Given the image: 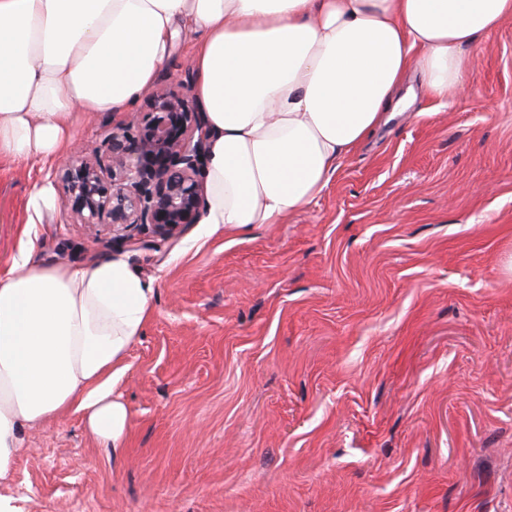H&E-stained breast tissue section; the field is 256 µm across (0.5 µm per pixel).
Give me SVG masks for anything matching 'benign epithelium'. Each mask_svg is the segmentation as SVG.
<instances>
[{
    "label": "benign epithelium",
    "instance_id": "obj_1",
    "mask_svg": "<svg viewBox=\"0 0 512 512\" xmlns=\"http://www.w3.org/2000/svg\"><path fill=\"white\" fill-rule=\"evenodd\" d=\"M208 140L189 79L173 78L150 99L147 120L132 117L105 137L101 154L78 156L55 173L63 209L76 224H108L129 241L125 230L134 225L177 237L204 208L199 170Z\"/></svg>",
    "mask_w": 512,
    "mask_h": 512
}]
</instances>
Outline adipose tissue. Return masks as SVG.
Returning a JSON list of instances; mask_svg holds the SVG:
<instances>
[{
    "mask_svg": "<svg viewBox=\"0 0 512 512\" xmlns=\"http://www.w3.org/2000/svg\"><path fill=\"white\" fill-rule=\"evenodd\" d=\"M510 21L512 0H0V161L54 162L80 117L132 111L187 34L202 221L279 224L407 101L409 72L461 95L480 38ZM156 293L124 255L47 263L21 245L0 273V479L23 428L69 412L122 447L114 379Z\"/></svg>",
    "mask_w": 512,
    "mask_h": 512,
    "instance_id": "ef3b65f1",
    "label": "adipose tissue"
}]
</instances>
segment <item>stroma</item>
<instances>
[{
	"instance_id": "obj_1",
	"label": "stroma",
	"mask_w": 512,
	"mask_h": 512,
	"mask_svg": "<svg viewBox=\"0 0 512 512\" xmlns=\"http://www.w3.org/2000/svg\"><path fill=\"white\" fill-rule=\"evenodd\" d=\"M480 43L467 94H416L280 224H34L67 158L1 165L0 271L30 239L158 290L115 385L123 447L73 413L27 431L0 512H512V22ZM56 205V199L52 187L47 183H35L26 201V209L30 213L31 223L36 224L35 219L41 220L42 216L51 211Z\"/></svg>"
}]
</instances>
